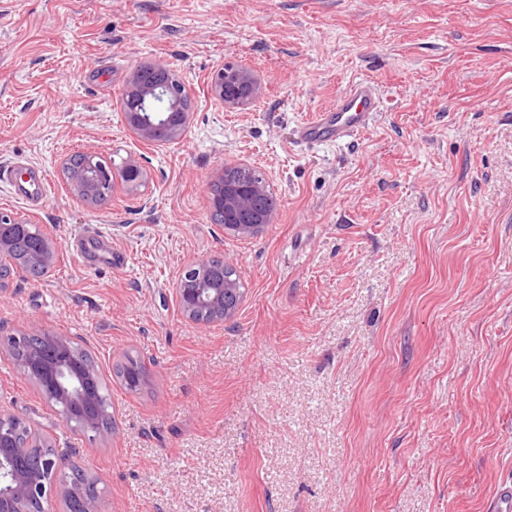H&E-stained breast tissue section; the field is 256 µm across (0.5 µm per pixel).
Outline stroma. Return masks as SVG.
Wrapping results in <instances>:
<instances>
[{"instance_id": "35a3bbf8", "label": "stroma", "mask_w": 512, "mask_h": 512, "mask_svg": "<svg viewBox=\"0 0 512 512\" xmlns=\"http://www.w3.org/2000/svg\"><path fill=\"white\" fill-rule=\"evenodd\" d=\"M167 60L192 88L182 140L139 147L125 81ZM264 80L252 105L209 92L224 63ZM374 121L349 143L296 129L349 83ZM145 156L92 209L60 162ZM41 171L30 205L62 258L0 288V334L89 351L109 437L64 422L0 343V411L94 482L99 512H488L512 483V0H0V166ZM268 172L274 224L210 219L224 165ZM148 208H141V198ZM97 240L80 242L81 232ZM233 258L234 320L202 327L172 288ZM144 363L142 387L113 373ZM141 159V155L130 154L125 162L124 179L132 192L138 191L148 180V171Z\"/></svg>"}]
</instances>
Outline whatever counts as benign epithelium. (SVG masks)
Listing matches in <instances>:
<instances>
[{
	"label": "benign epithelium",
	"mask_w": 512,
	"mask_h": 512,
	"mask_svg": "<svg viewBox=\"0 0 512 512\" xmlns=\"http://www.w3.org/2000/svg\"><path fill=\"white\" fill-rule=\"evenodd\" d=\"M232 70L233 80L224 79V72ZM172 73L170 64L156 59L138 65L130 72L126 83L125 103L140 104V112H124L129 130L144 145H166L179 142L186 131L192 94L185 84H180L179 98L173 100L165 112H152L153 102L165 97L167 86L160 77ZM210 93L215 101L228 108H240L256 100L262 93L260 77L251 69L224 64L211 78ZM83 162L75 165L70 158L63 159L62 175L73 196L88 206L105 202L99 194L101 156L95 149L82 152ZM234 170L252 172L246 164H228L220 169L208 182V190L216 186L224 188V198L211 199V207L224 217L222 229L238 237L250 238L262 233L275 222L277 210L260 206L261 198L269 193V177L262 173L255 178L235 180L230 177ZM124 179L129 190L137 191L147 182L148 171L141 156L132 154L124 168ZM31 219H18L0 211V265L14 260L16 237L33 227ZM42 248L24 257L28 266L49 270L56 261L59 244L53 232L47 228H36ZM206 264L189 267L177 281L173 291L181 313L197 325H209L218 321H230L238 313L237 283L230 280H214L202 283L190 291L183 287L184 278L205 270ZM24 339L28 347L23 359L18 361L20 371L32 380L47 400L60 406L68 418L85 406H99L101 397L93 383L100 378L98 366L82 360V351L74 346L68 336H55L43 330L22 332L11 338V342ZM23 419L0 413V512H31L28 505L33 502L44 507V484L33 474L16 465V460L30 454L33 445L19 443L15 435Z\"/></svg>",
	"instance_id": "1"
}]
</instances>
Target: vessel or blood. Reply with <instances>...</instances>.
Instances as JSON below:
<instances>
[{
    "label": "vessel or blood",
    "instance_id": "1",
    "mask_svg": "<svg viewBox=\"0 0 512 512\" xmlns=\"http://www.w3.org/2000/svg\"><path fill=\"white\" fill-rule=\"evenodd\" d=\"M379 107L375 86L360 80L352 82L333 107L298 127L297 138L308 145L344 143L369 126Z\"/></svg>",
    "mask_w": 512,
    "mask_h": 512
}]
</instances>
